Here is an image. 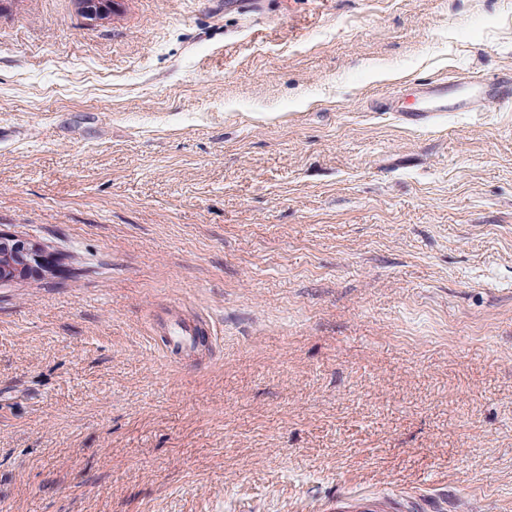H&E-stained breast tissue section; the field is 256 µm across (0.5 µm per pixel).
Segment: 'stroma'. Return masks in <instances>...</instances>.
Instances as JSON below:
<instances>
[{
	"instance_id": "stroma-1",
	"label": "stroma",
	"mask_w": 512,
	"mask_h": 512,
	"mask_svg": "<svg viewBox=\"0 0 512 512\" xmlns=\"http://www.w3.org/2000/svg\"><path fill=\"white\" fill-rule=\"evenodd\" d=\"M498 73L512 0H0V512H512V105L374 109ZM80 14L93 22H105L112 17L115 11V0H75ZM101 3L103 5H101ZM98 5V8L93 5ZM107 5L108 7H106ZM51 261L40 243L0 233V284H18L42 275L52 268Z\"/></svg>"
}]
</instances>
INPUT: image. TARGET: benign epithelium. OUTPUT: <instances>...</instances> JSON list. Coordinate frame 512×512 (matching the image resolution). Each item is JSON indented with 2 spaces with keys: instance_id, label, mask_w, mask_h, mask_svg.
Listing matches in <instances>:
<instances>
[{
  "instance_id": "7a95c632",
  "label": "benign epithelium",
  "mask_w": 512,
  "mask_h": 512,
  "mask_svg": "<svg viewBox=\"0 0 512 512\" xmlns=\"http://www.w3.org/2000/svg\"><path fill=\"white\" fill-rule=\"evenodd\" d=\"M75 3L85 19L105 22L112 17L116 0H75ZM51 268V258L40 243L0 233V284L26 282Z\"/></svg>"
}]
</instances>
